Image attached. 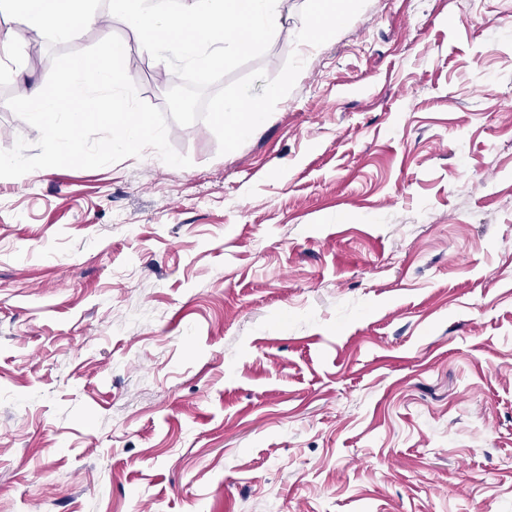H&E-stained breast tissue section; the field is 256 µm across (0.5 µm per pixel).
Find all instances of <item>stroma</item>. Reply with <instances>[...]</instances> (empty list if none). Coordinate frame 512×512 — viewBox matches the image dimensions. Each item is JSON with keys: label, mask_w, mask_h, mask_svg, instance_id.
<instances>
[{"label": "stroma", "mask_w": 512, "mask_h": 512, "mask_svg": "<svg viewBox=\"0 0 512 512\" xmlns=\"http://www.w3.org/2000/svg\"><path fill=\"white\" fill-rule=\"evenodd\" d=\"M308 0L237 150L203 122L0 178V512H512V0ZM161 108L178 79L104 13ZM0 150L45 38L0 13ZM335 1H316L313 4V9L310 13L309 23L306 27L305 33L307 38H316L321 36L327 29L339 26L344 23L345 15L336 9ZM332 21V22H331ZM322 25L323 29L316 32L315 28Z\"/></svg>", "instance_id": "obj_1"}]
</instances>
